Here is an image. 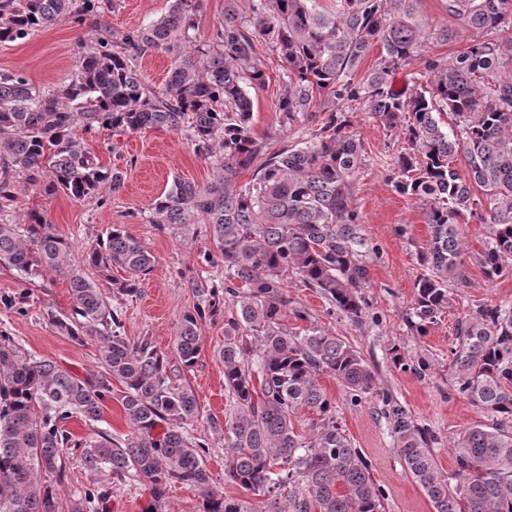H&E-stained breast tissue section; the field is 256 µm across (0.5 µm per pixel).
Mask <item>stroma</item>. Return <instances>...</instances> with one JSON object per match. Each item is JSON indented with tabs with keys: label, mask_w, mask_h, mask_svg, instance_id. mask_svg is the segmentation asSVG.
Here are the masks:
<instances>
[{
	"label": "stroma",
	"mask_w": 512,
	"mask_h": 512,
	"mask_svg": "<svg viewBox=\"0 0 512 512\" xmlns=\"http://www.w3.org/2000/svg\"><path fill=\"white\" fill-rule=\"evenodd\" d=\"M111 2L112 9L103 21L116 30L145 25L170 6V0ZM90 30V25L78 27L63 20L26 39L0 43V73L21 74L38 89L52 87L74 73L80 45ZM266 70L268 82L254 96L253 136L273 149L305 140L313 124L283 130L277 123V107L284 93L280 59L267 56ZM347 113L366 148V165L358 181L355 204L364 220L362 232L376 248L369 265L371 286L366 291L369 315L361 323L345 318L334 312L315 289L291 275L287 278L288 309L282 324L291 332L309 325L330 331L364 358L376 376L377 392L362 401L352 402L333 377L320 378L322 388L336 405V421L369 461L374 480L384 492L383 512H434L422 488L404 471L383 414V399H396L433 437L438 467L443 475H450L454 468L452 441L461 432L490 421L453 387L448 364L456 343V326L480 305L512 304V259L506 261L500 277L487 279L479 262L487 229L478 217L469 218L463 278L451 287L448 306L428 334L419 335L411 325L409 312L414 284L422 271L419 256L428 248L430 229L420 205L396 193L388 180L387 163L401 150L403 139L369 118L358 104H350ZM83 140L101 166L108 168L120 162L126 178L119 192L104 199L92 195L77 200L62 193L47 196L21 186L12 201L0 204V214L7 222L18 224L27 212L38 211L79 248L105 238L112 225L119 224L153 253L154 269L144 280L140 296L112 302L118 310L122 333L134 342L149 340L167 356L168 369L177 382L194 391L200 416L189 433L204 436L209 443L206 465L213 487L224 495L243 497V490L224 478L228 400L224 365L218 358L224 347L223 318L203 322L202 352L193 369L182 368L173 347L182 315L197 301L195 282L223 280L224 269L208 266L201 259L204 252L216 249L208 225L191 224L179 233L147 221L153 200L173 178L205 186L212 181L214 169L210 161L194 153L185 133L165 128L134 133L102 129L84 134ZM71 305L67 280L48 274L34 283H24L14 269L0 265V331L12 336L23 353L52 360L84 377L99 369L95 344L74 342L58 333L49 321L50 314L69 312ZM299 309L306 311V319L296 318ZM397 353L404 361L400 368L393 363ZM67 428L79 439L91 437L98 430L120 438L130 432L123 407L115 399L106 402L102 422L89 424L75 417ZM66 470L67 478L57 488L61 502H68L77 491L101 485L109 495L96 512H146L150 496L136 478L119 481L108 470L88 473L75 453L68 455Z\"/></svg>",
	"instance_id": "35a3bbf8"
}]
</instances>
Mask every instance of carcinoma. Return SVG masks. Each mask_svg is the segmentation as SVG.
I'll return each mask as SVG.
<instances>
[{
	"label": "carcinoma",
	"mask_w": 512,
	"mask_h": 512,
	"mask_svg": "<svg viewBox=\"0 0 512 512\" xmlns=\"http://www.w3.org/2000/svg\"><path fill=\"white\" fill-rule=\"evenodd\" d=\"M419 0H252L251 14L224 10L205 47L197 44L200 0H172L168 11L139 27H99L80 53L75 74L38 90L18 74H0V200L23 183L43 194L76 199L102 189L116 193L124 171L99 165L84 141L90 132L184 130L197 156L211 161L214 179L201 187L180 179L151 204L149 223L209 225L224 265V282L195 284L198 303L183 314L174 338L181 366L201 354L204 320L224 312V418L226 479L251 498L213 490L205 463L206 440L187 427L199 420L193 391L168 374L167 356L147 339L121 333L117 311L97 281L113 295L134 298L155 257L122 226L83 247L39 212L23 230L0 223V265L30 281L46 273L65 278L71 313L50 316L57 331L98 349L100 370L80 377L51 360L21 353L0 335V512H87L108 490L86 489L61 505L56 486L66 477L64 456L80 452L84 468H104L118 480L146 483L150 512H162L179 483L198 492L200 512H382L383 491L371 467L337 424L336 407L318 377L332 376L358 402L376 392L365 360L339 337L316 328L289 334L280 320L288 306L285 278L292 273L353 321L367 313L368 254L355 207L365 162L345 105L356 102L383 126L404 137L393 157L395 191L421 203L430 225L425 268L414 284L411 315L420 334L448 305L450 283L460 277L464 220L479 215L489 241L480 265L490 280L512 258V0H444L458 23L435 38L470 33L468 46L445 57L427 54L428 31ZM109 8V0H0V42L26 38L60 20L78 25ZM283 62L285 89L278 123L291 129L318 121L317 133L278 150L251 135L253 94L265 87V56ZM382 55L357 77L371 46ZM165 53L171 68L156 90L140 77L138 61ZM418 60L426 84L398 89L392 74ZM450 114L460 135L441 126ZM250 173L242 185L239 176ZM126 276L112 279V269ZM449 372L455 390L492 417L452 443L455 468L439 471L431 443L407 410L385 399L405 472L423 488L435 512H512V305L487 303L457 324ZM123 386L121 404L132 433L116 439L72 440L65 423L79 416L102 421L112 381ZM317 416L308 440L293 418Z\"/></svg>",
	"instance_id": "carcinoma-1"
}]
</instances>
